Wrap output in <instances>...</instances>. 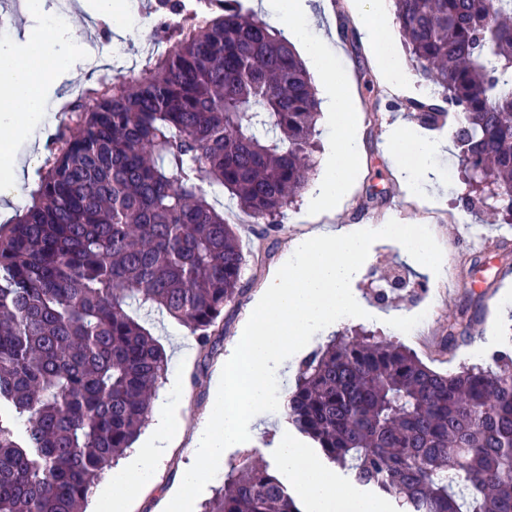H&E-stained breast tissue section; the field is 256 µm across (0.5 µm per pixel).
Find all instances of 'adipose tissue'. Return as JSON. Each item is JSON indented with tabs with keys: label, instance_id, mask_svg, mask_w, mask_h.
I'll use <instances>...</instances> for the list:
<instances>
[{
	"label": "adipose tissue",
	"instance_id": "adipose-tissue-1",
	"mask_svg": "<svg viewBox=\"0 0 512 512\" xmlns=\"http://www.w3.org/2000/svg\"><path fill=\"white\" fill-rule=\"evenodd\" d=\"M29 14L37 25L25 41L0 43V195L17 197L23 185L15 170L17 142L31 139L46 119L47 90L63 71L68 70L81 49L67 35V23L57 20L44 0H27ZM262 10L297 42L303 56L329 93L330 111L336 120V140L325 155L322 170L308 196L311 211L336 212L348 197L362 154V141L353 124L355 109L350 84L335 66L332 50L324 40L308 35L310 10L307 0H260ZM361 32L372 48L377 71L392 94L409 86V75L402 59L386 42L391 13L386 0H353ZM444 144L430 140L409 125H397L389 137L390 156L407 195L426 197L431 186L444 183L445 176L429 164ZM177 433L166 414L156 422L140 448L134 449L118 480L119 488L100 493V502L112 505V512H132L135 491L148 479L154 464L172 447ZM281 468L295 484L306 512H388L377 500L340 481L318 459L292 442L281 448Z\"/></svg>",
	"mask_w": 512,
	"mask_h": 512
}]
</instances>
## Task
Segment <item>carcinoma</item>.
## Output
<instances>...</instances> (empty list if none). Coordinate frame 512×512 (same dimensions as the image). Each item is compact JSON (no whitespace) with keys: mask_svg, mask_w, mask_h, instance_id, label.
<instances>
[{"mask_svg":"<svg viewBox=\"0 0 512 512\" xmlns=\"http://www.w3.org/2000/svg\"><path fill=\"white\" fill-rule=\"evenodd\" d=\"M394 4L441 94L411 103L419 125L455 118L468 193L511 213L512 0ZM160 9L175 46L69 103L32 204L0 228V512H83L168 370L146 318H173L204 351L245 294L248 252L203 186L272 224L314 176L320 99L283 33L243 0ZM492 359L443 374L340 336L302 361L285 419L402 512H512V357ZM203 512L301 509L245 456Z\"/></svg>","mask_w":512,"mask_h":512,"instance_id":"carcinoma-1","label":"carcinoma"}]
</instances>
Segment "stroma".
<instances>
[{
	"label": "stroma",
	"instance_id": "stroma-1",
	"mask_svg": "<svg viewBox=\"0 0 512 512\" xmlns=\"http://www.w3.org/2000/svg\"><path fill=\"white\" fill-rule=\"evenodd\" d=\"M82 0H70L73 12L72 42L97 48L95 62L75 60L74 77H67L62 88L79 84L89 90L111 81L117 69L138 72L149 49L166 52L171 44L158 36L151 26L137 23L132 33L121 38L101 26L83 11ZM123 50L113 57V46ZM337 65L351 79L356 112L354 121L363 142L354 189L344 206L331 217L334 226L345 224H381L399 218L405 224L429 226L443 250L442 265L453 272L451 280L431 279L411 263L399 243L375 241L365 263L351 283L353 295L367 315L349 318L326 327L311 339L310 348L325 345L330 336L362 331L381 340L392 341L414 352L427 366L441 373L460 370L474 364L491 367L493 350L512 348V275L501 277L503 268L512 267V220L491 221L487 214L468 209L457 148L436 156L434 165L448 176V185L432 199H410L388 154V135L400 121L413 122L407 108L409 100L431 102L435 96L430 85L415 78L412 94L390 97L381 84L369 49L362 35L340 39ZM385 194L383 203L366 198L368 186ZM306 196H299L279 218L277 228L249 221L236 225L244 248L257 242L269 246L270 253L261 265H247L244 281L247 292L240 302L224 310V331L212 336L208 352H201L196 339L176 320L160 316L149 322L152 334L169 356L165 380L152 399L153 405H167L174 424L185 436H192L211 413L213 378L233 354L253 310L256 296L269 278L281 267L293 243L313 229L304 220ZM479 256L480 268H472V256ZM410 323L409 331L396 330L392 317ZM457 321L465 330V339L448 347V323ZM247 442L227 449L212 486H220L231 466L245 455L277 468L279 448L284 437L296 431L286 423L283 412L263 413L250 427ZM189 463L186 444L170 449L153 469L147 487L134 504V512H164L168 492L175 487Z\"/></svg>",
	"mask_w": 512,
	"mask_h": 512
}]
</instances>
